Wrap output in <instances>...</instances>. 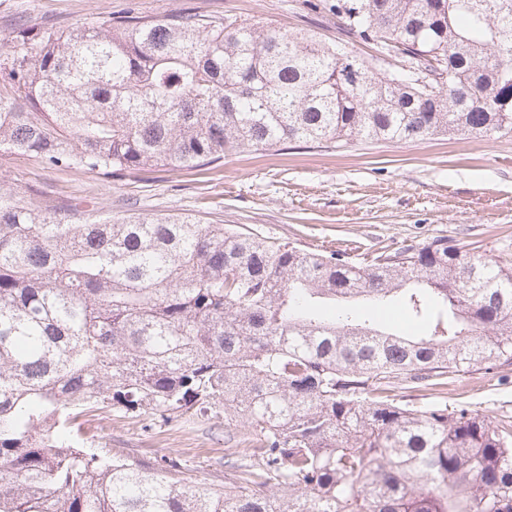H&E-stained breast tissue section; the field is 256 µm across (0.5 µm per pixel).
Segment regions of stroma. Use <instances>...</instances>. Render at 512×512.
<instances>
[{
    "mask_svg": "<svg viewBox=\"0 0 512 512\" xmlns=\"http://www.w3.org/2000/svg\"><path fill=\"white\" fill-rule=\"evenodd\" d=\"M158 18L187 11L233 16L328 41L347 40L335 16L304 0H0V41L32 30L100 24L126 10ZM0 178L43 206L78 205L92 220L185 214L365 263L377 253L445 237L468 256L512 267V137L435 136L419 142H292L241 150L206 171H136L99 177L60 171L20 154L0 157ZM417 406L463 405L489 419L512 416V366L475 371L446 390L422 391ZM99 453L177 455L181 475L223 483L227 451L245 445L237 423L214 408L163 421L150 412L96 413L85 425Z\"/></svg>",
    "mask_w": 512,
    "mask_h": 512,
    "instance_id": "1",
    "label": "stroma"
}]
</instances>
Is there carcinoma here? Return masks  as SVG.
Here are the masks:
<instances>
[{"instance_id":"carcinoma-1","label":"carcinoma","mask_w":512,"mask_h":512,"mask_svg":"<svg viewBox=\"0 0 512 512\" xmlns=\"http://www.w3.org/2000/svg\"><path fill=\"white\" fill-rule=\"evenodd\" d=\"M319 6L377 56L189 12L17 28L0 156L115 176L512 134V0ZM389 304L420 331L366 318ZM511 365L512 267L446 238L355 265L189 216L81 220L0 178V512H512V419L394 394ZM217 406L252 436L222 488L80 445L91 412Z\"/></svg>"}]
</instances>
